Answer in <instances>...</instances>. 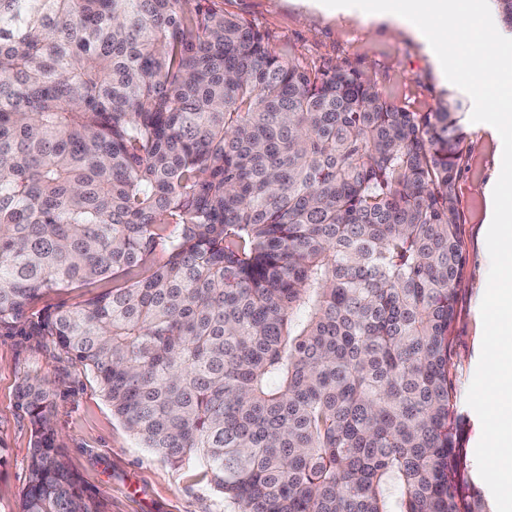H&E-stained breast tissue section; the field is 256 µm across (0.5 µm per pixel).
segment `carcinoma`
<instances>
[{
	"label": "carcinoma",
	"instance_id": "obj_1",
	"mask_svg": "<svg viewBox=\"0 0 512 512\" xmlns=\"http://www.w3.org/2000/svg\"><path fill=\"white\" fill-rule=\"evenodd\" d=\"M461 140L214 0H0V331L112 280L38 330L237 512H488L448 375ZM20 398L19 512H94ZM112 287V282H99L91 288H76L65 291H51L44 294L39 300L34 302L29 309V316L33 320H37L47 310H52L60 304H73L96 295L103 291L104 288Z\"/></svg>",
	"mask_w": 512,
	"mask_h": 512
}]
</instances>
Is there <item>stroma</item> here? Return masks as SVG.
<instances>
[{"mask_svg": "<svg viewBox=\"0 0 512 512\" xmlns=\"http://www.w3.org/2000/svg\"><path fill=\"white\" fill-rule=\"evenodd\" d=\"M225 15L269 34L284 60L316 72L341 65L360 71L391 103L411 112L455 106L463 132L455 183L465 264L451 326L448 371L467 396L481 353L480 304L488 277L483 186L502 164L503 144L471 120L470 96L437 75L423 44L400 23L376 25L360 11L326 13L294 0H217ZM46 381L60 450L95 512H231L202 470L155 455L113 416L93 373L60 355L51 337L0 333V512H18L28 482L29 420L18 398L25 379Z\"/></svg>", "mask_w": 512, "mask_h": 512, "instance_id": "stroma-1", "label": "stroma"}]
</instances>
